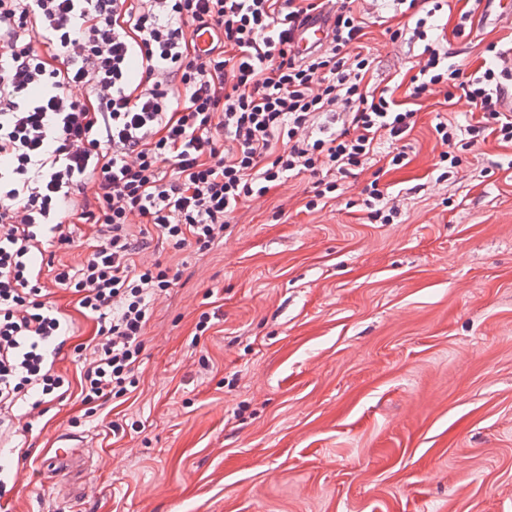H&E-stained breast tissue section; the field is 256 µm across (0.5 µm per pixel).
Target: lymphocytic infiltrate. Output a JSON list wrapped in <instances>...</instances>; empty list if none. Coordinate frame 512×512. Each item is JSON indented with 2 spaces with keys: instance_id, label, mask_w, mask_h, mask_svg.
Masks as SVG:
<instances>
[{
  "instance_id": "lymphocytic-infiltrate-1",
  "label": "lymphocytic infiltrate",
  "mask_w": 512,
  "mask_h": 512,
  "mask_svg": "<svg viewBox=\"0 0 512 512\" xmlns=\"http://www.w3.org/2000/svg\"><path fill=\"white\" fill-rule=\"evenodd\" d=\"M394 3L416 19L394 32L420 50L410 97L442 87L478 114L435 125L440 162L456 167L491 135L512 144L504 50L463 68L434 33L440 0ZM323 10L335 17L326 44L294 52L298 24ZM364 35L349 0H0V426L21 415L32 432L38 417L20 405L65 394L53 363L69 328L40 275L46 243L71 244V224L95 225L100 243L52 281L97 322L80 394L106 402L136 387L153 305L175 283L162 262H136L132 224L203 252L242 202L289 179L312 178L315 212L376 157L404 167L416 112L372 85Z\"/></svg>"
}]
</instances>
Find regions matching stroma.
I'll list each match as a JSON object with an SVG mask.
<instances>
[{"label":"stroma","instance_id":"stroma-1","mask_svg":"<svg viewBox=\"0 0 512 512\" xmlns=\"http://www.w3.org/2000/svg\"><path fill=\"white\" fill-rule=\"evenodd\" d=\"M365 41L380 76L416 47L376 0ZM512 44L498 5L452 40L477 65ZM466 101L422 100L409 165L347 179L333 210L280 209L292 179L242 203L210 250L150 243L179 269L157 300L128 397L43 404L37 429L0 435V512H512V147L488 140L447 180L434 126ZM410 192L408 219L368 224L365 186ZM51 299L73 335L54 370L77 382L96 324ZM213 325L197 334L201 313ZM84 438L66 470L44 449Z\"/></svg>","mask_w":512,"mask_h":512}]
</instances>
